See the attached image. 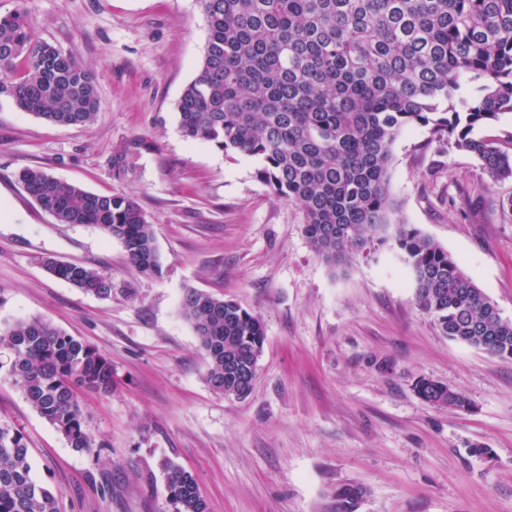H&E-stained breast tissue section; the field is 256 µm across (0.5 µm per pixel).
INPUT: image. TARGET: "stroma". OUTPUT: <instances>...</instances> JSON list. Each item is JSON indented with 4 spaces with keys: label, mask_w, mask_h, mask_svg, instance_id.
<instances>
[{
    "label": "stroma",
    "mask_w": 512,
    "mask_h": 512,
    "mask_svg": "<svg viewBox=\"0 0 512 512\" xmlns=\"http://www.w3.org/2000/svg\"><path fill=\"white\" fill-rule=\"evenodd\" d=\"M21 5L39 37L95 75L100 97L80 127L0 99V328L47 320L114 372L111 392L78 393L97 444L83 451L26 401L0 347V422L22 432L60 512H173L170 461L194 477L208 512H327L341 484L366 488L359 512H512V360L442 336L396 251L329 267L300 210L257 179L258 158L180 133L176 102L208 35L198 0H0V16ZM135 137L145 143L135 169L115 176L113 153ZM390 153L398 218L448 250L512 320V180L477 194L478 161L423 129ZM26 168L134 196L162 275L139 274L93 225L55 223L20 185ZM48 259L111 274V297L50 274ZM187 288L262 319L247 398L206 383L205 353L179 309ZM423 377L464 393L470 410L422 401Z\"/></svg>",
    "instance_id": "obj_1"
}]
</instances>
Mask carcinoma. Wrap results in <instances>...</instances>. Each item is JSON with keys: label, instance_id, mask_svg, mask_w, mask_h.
Returning <instances> with one entry per match:
<instances>
[{"label": "carcinoma", "instance_id": "obj_1", "mask_svg": "<svg viewBox=\"0 0 512 512\" xmlns=\"http://www.w3.org/2000/svg\"><path fill=\"white\" fill-rule=\"evenodd\" d=\"M208 39L193 80L177 101L191 141L226 157L261 161L260 182L304 215L315 255L343 265L368 249L397 251L415 300L442 335L512 358V320L447 250L393 219L390 147L421 127L432 141L473 155L493 182L512 179V153L474 135L512 114V0H197ZM63 126L92 123L100 111L94 77L72 56L37 38L24 8L0 17V97ZM144 143L127 141L112 170L134 169ZM58 224H92L118 239L135 270L161 274L153 224L127 194H97L39 168L19 177ZM72 286L112 296V276L82 263L45 262ZM182 316L207 357L213 391H251L265 341L261 318L233 300L186 288ZM10 376L30 406L77 449L92 450L78 390L112 391V363L40 318L0 329ZM416 394L434 406L466 409L461 392L430 378ZM174 512H207L193 476L165 467ZM367 490L342 484L330 512H357ZM0 512H59L58 498L32 475L22 433L0 423Z\"/></svg>", "mask_w": 512, "mask_h": 512}]
</instances>
